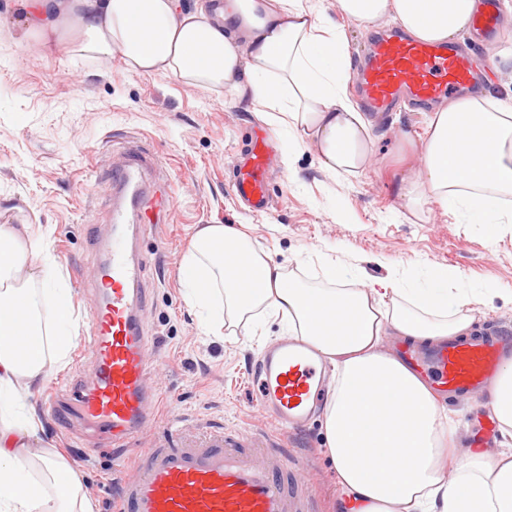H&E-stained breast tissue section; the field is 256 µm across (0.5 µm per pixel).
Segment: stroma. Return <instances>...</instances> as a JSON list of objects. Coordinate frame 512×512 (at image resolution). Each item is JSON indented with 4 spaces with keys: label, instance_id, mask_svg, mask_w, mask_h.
Listing matches in <instances>:
<instances>
[{
    "label": "stroma",
    "instance_id": "obj_1",
    "mask_svg": "<svg viewBox=\"0 0 512 512\" xmlns=\"http://www.w3.org/2000/svg\"><path fill=\"white\" fill-rule=\"evenodd\" d=\"M327 19L341 23L349 42L348 71L358 80V63L371 32L389 31L391 19L372 27L341 19L336 0H311ZM31 26L21 0H0V224H47L51 251L67 281L78 320H86L93 296L90 227L107 224L102 173L112 152L138 138L152 143L168 178L173 204L166 220L143 239L152 258L147 272L151 299L145 313L156 367L148 384L162 400L154 422L134 441V452L113 466L106 440L82 416L54 419L48 401L74 373L88 371L90 356L72 348L31 401L45 421L43 439L72 462L94 512H116L117 483L137 473L139 451L157 443L180 445L204 431L230 426L242 433L276 435L261 411L248 374L263 347L284 331L267 323L262 337L241 329L231 337H204L187 303L179 266L196 229L205 224H246L256 247L284 272L317 284L319 255L350 264L366 281L389 274L388 261L417 268V283L431 269L459 271L466 282H496L506 294L476 305L482 334L512 337V225L489 234L485 225L461 224L440 206L399 215L403 172L400 146L426 130L430 109L403 105L375 119L376 158L359 178L344 179L323 169L314 150L284 163L280 133L245 102L232 101L165 75H136L114 58L90 60L45 50L25 36ZM496 38L475 39L484 73L496 96L512 92V59L498 51L512 44V0H499ZM266 137L272 169L269 210L257 212L234 191V174L255 137ZM460 455L476 440L494 458L500 432L488 431L494 416L484 401L449 405ZM293 463L292 479L314 496L317 512H336L340 491L323 453L321 419L282 438Z\"/></svg>",
    "mask_w": 512,
    "mask_h": 512
}]
</instances>
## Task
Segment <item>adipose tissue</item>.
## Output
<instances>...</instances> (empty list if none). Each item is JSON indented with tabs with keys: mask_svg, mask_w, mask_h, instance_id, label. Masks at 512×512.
I'll list each match as a JSON object with an SVG mask.
<instances>
[{
	"mask_svg": "<svg viewBox=\"0 0 512 512\" xmlns=\"http://www.w3.org/2000/svg\"><path fill=\"white\" fill-rule=\"evenodd\" d=\"M347 19H392L414 39L445 43L466 29L476 0H336ZM40 46L87 58L119 54L126 70L170 75L209 91L249 99L276 131L283 159L315 149L336 175L372 163V120L349 92L343 29L304 0H23ZM400 200L431 203L469 224H512V96L473 92L432 113L407 152ZM49 227L0 224V311L14 315V340L0 339V512H93L72 466L43 445V422L28 399L71 350V291L49 251ZM322 282L287 275L256 249L242 224H209L194 235L180 277L202 313L205 335L281 317L289 335L328 362L333 385L324 409L330 459L350 512H512V448L497 458L473 450L459 458L455 425L428 378L382 347L395 333L438 346L470 336L473 307L499 287L452 288L432 272L427 287L389 277L374 284L319 261ZM385 402L373 401V394ZM487 405L512 438V357ZM383 459L373 469L374 459ZM40 477H33L32 468ZM453 481H444L446 472Z\"/></svg>",
	"mask_w": 512,
	"mask_h": 512,
	"instance_id": "1",
	"label": "adipose tissue"
}]
</instances>
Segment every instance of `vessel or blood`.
Returning a JSON list of instances; mask_svg holds the SVG:
<instances>
[{
  "instance_id": "obj_1",
  "label": "vessel or blood",
  "mask_w": 512,
  "mask_h": 512,
  "mask_svg": "<svg viewBox=\"0 0 512 512\" xmlns=\"http://www.w3.org/2000/svg\"><path fill=\"white\" fill-rule=\"evenodd\" d=\"M474 55L452 44L391 33L374 41L361 59L362 102L390 112L402 101L421 107L461 89L476 75ZM266 150L252 156L235 184L239 198L263 209L269 204ZM111 233L93 244L88 282L95 296L83 347L92 356L90 376L70 384L80 414L121 452L153 421L161 400L148 387L151 338L149 260L140 239L163 209L165 176L158 156L142 141L127 142L108 168ZM503 348L493 341L448 342L426 364L449 392L481 393L498 373ZM257 405L272 414L280 432L303 428L320 411L328 391L325 367L313 351L291 338L270 346L250 372ZM239 432L227 430L178 448L141 453L138 474L120 486L128 512H314L311 498L289 491L277 470L283 449L264 454L241 448Z\"/></svg>"
}]
</instances>
